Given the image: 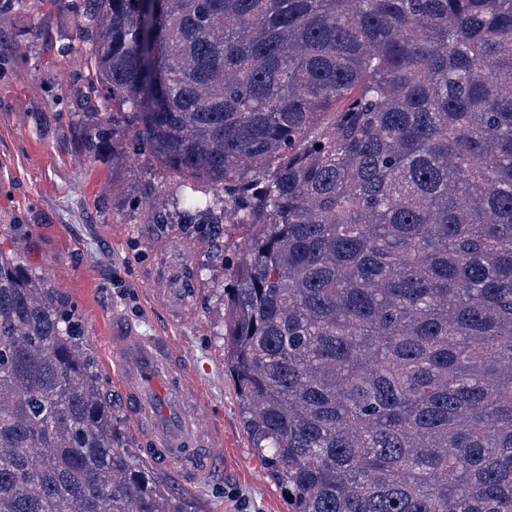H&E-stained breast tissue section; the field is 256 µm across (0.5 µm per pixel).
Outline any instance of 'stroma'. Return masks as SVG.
<instances>
[{"label":"stroma","instance_id":"stroma-1","mask_svg":"<svg viewBox=\"0 0 512 512\" xmlns=\"http://www.w3.org/2000/svg\"><path fill=\"white\" fill-rule=\"evenodd\" d=\"M77 0H0V249L17 250L22 264L72 301L84 326V349L122 421L130 415L112 369L108 338L120 311L152 331L160 325L146 278L156 248L173 239L207 257L205 287L185 324L168 333L199 375L224 425L228 466L210 483L175 486L188 512H288L245 432L235 382L224 370V304L219 295L233 259L247 240L226 223L217 238L187 229L178 209L179 175L150 154H129V170L112 183V153L92 158L77 141L71 91L84 76L87 47L75 36ZM164 196L162 212L147 202Z\"/></svg>","mask_w":512,"mask_h":512}]
</instances>
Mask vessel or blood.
<instances>
[{"label": "vessel or blood", "mask_w": 512, "mask_h": 512, "mask_svg": "<svg viewBox=\"0 0 512 512\" xmlns=\"http://www.w3.org/2000/svg\"><path fill=\"white\" fill-rule=\"evenodd\" d=\"M197 269L192 245L176 240L158 247L148 276L150 300L173 324L192 316L201 286ZM109 344L144 453L185 486L206 482L224 457V432L211 422L202 384L172 337L147 334L116 313Z\"/></svg>", "instance_id": "b4317fda"}]
</instances>
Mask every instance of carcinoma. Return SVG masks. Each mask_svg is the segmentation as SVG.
I'll return each instance as SVG.
<instances>
[{
  "label": "carcinoma",
  "mask_w": 512,
  "mask_h": 512,
  "mask_svg": "<svg viewBox=\"0 0 512 512\" xmlns=\"http://www.w3.org/2000/svg\"><path fill=\"white\" fill-rule=\"evenodd\" d=\"M80 150L247 229L224 366L288 512H512V0H80ZM0 250V512H187Z\"/></svg>",
  "instance_id": "1"
}]
</instances>
